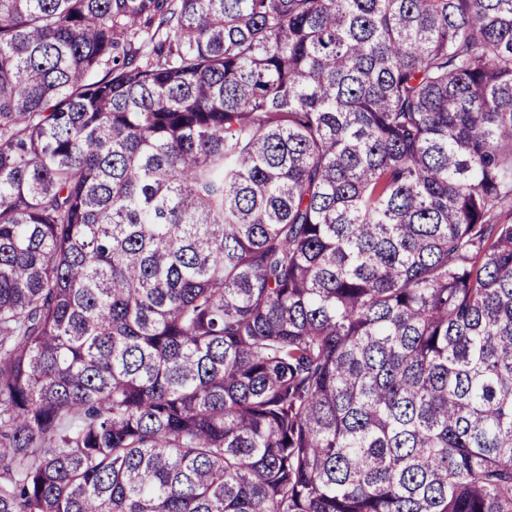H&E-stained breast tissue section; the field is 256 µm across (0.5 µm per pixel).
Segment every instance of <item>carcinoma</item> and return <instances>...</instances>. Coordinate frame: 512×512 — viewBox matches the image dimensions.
I'll return each instance as SVG.
<instances>
[{
	"instance_id": "carcinoma-1",
	"label": "carcinoma",
	"mask_w": 512,
	"mask_h": 512,
	"mask_svg": "<svg viewBox=\"0 0 512 512\" xmlns=\"http://www.w3.org/2000/svg\"><path fill=\"white\" fill-rule=\"evenodd\" d=\"M512 0H0V512H512Z\"/></svg>"
}]
</instances>
